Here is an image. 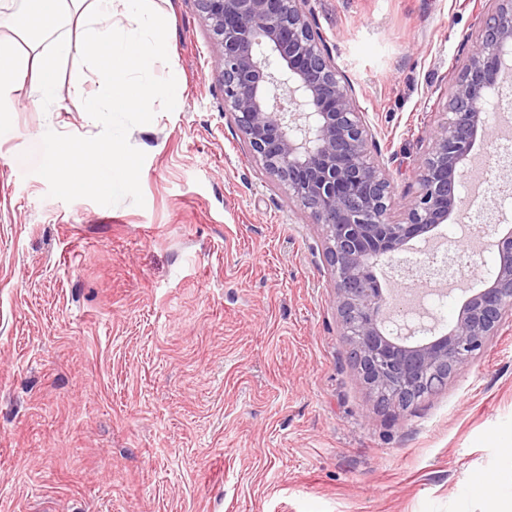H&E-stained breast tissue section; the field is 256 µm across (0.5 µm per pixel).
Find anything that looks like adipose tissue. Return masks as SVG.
Instances as JSON below:
<instances>
[{
    "mask_svg": "<svg viewBox=\"0 0 512 512\" xmlns=\"http://www.w3.org/2000/svg\"><path fill=\"white\" fill-rule=\"evenodd\" d=\"M18 22L39 39L50 40L52 49L32 54L0 40V102L10 100L25 84L38 101L60 100L52 73L59 58L73 48L64 29L74 23L82 29L80 49L93 63L103 89L102 95L90 97L84 95L81 81H74L70 100L78 111L132 112L146 108L156 94L170 106L179 105L180 87L157 85L153 76V54L168 30L154 0H21ZM103 166L112 171L110 186L115 191L129 188L137 176L132 158L114 142L90 148L57 144L47 171L68 187L95 182Z\"/></svg>",
    "mask_w": 512,
    "mask_h": 512,
    "instance_id": "1",
    "label": "adipose tissue"
}]
</instances>
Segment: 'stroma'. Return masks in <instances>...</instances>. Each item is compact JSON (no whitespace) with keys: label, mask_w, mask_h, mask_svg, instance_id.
Wrapping results in <instances>:
<instances>
[{"label":"stroma","mask_w":512,"mask_h":512,"mask_svg":"<svg viewBox=\"0 0 512 512\" xmlns=\"http://www.w3.org/2000/svg\"><path fill=\"white\" fill-rule=\"evenodd\" d=\"M168 15L154 78L179 107L81 112L21 89L0 109V512H497L479 484L512 479V317L445 385L380 409L343 334L322 232L254 164L216 79L194 0ZM377 140L399 220L438 115L494 0H308ZM75 49L70 89L96 76ZM470 153L512 184V71L487 97ZM119 138L123 192L63 187L55 142ZM458 210L373 272L384 295L406 262L472 220L512 227V199Z\"/></svg>","instance_id":"35a3bbf8"}]
</instances>
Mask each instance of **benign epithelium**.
<instances>
[{"label": "benign epithelium", "mask_w": 512, "mask_h": 512, "mask_svg": "<svg viewBox=\"0 0 512 512\" xmlns=\"http://www.w3.org/2000/svg\"><path fill=\"white\" fill-rule=\"evenodd\" d=\"M484 38L458 76L431 144L414 173L417 190L399 222L390 219L386 166L348 80L314 26L306 0H195L215 44L224 112L256 165L310 211L325 237L338 309L360 380L408 409L430 381L468 364L512 314V234L490 242L498 254L492 283L471 296L433 341L424 327L398 323L371 268L392 262L408 243L457 209L463 163L489 135L484 103L512 55V0H496Z\"/></svg>", "instance_id": "1"}]
</instances>
